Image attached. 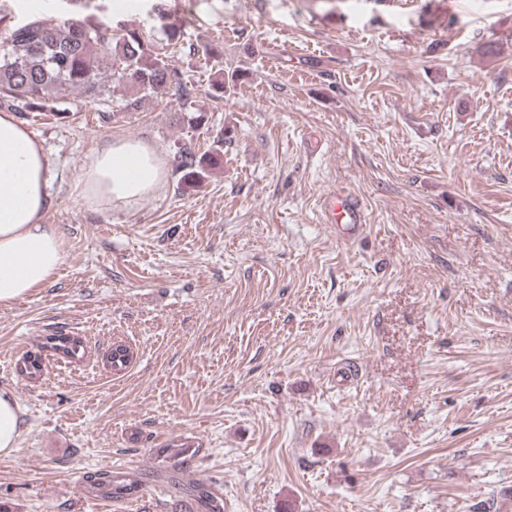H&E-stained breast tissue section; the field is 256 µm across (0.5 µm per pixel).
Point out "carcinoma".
Segmentation results:
<instances>
[{
  "mask_svg": "<svg viewBox=\"0 0 512 512\" xmlns=\"http://www.w3.org/2000/svg\"><path fill=\"white\" fill-rule=\"evenodd\" d=\"M0 16V108L12 112H42L46 102L61 103L79 92L90 103L112 97L116 87L131 83L137 93L126 100L125 110L160 90L186 94L181 76L169 60L155 52L137 29L112 33V24L93 17H73L58 23L31 20L6 24ZM223 153L197 155L189 147L179 150L176 169L190 182L219 165ZM43 346L75 359L83 351L78 336L49 337ZM201 449L184 442L156 451L153 477L163 481L196 512H224V494L207 480L186 482L182 473ZM139 474L98 469L85 476L84 489L96 498H122L139 491Z\"/></svg>",
  "mask_w": 512,
  "mask_h": 512,
  "instance_id": "carcinoma-1",
  "label": "carcinoma"
}]
</instances>
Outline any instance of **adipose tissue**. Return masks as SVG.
<instances>
[{
	"instance_id": "obj_1",
	"label": "adipose tissue",
	"mask_w": 512,
	"mask_h": 512,
	"mask_svg": "<svg viewBox=\"0 0 512 512\" xmlns=\"http://www.w3.org/2000/svg\"><path fill=\"white\" fill-rule=\"evenodd\" d=\"M50 160L15 113H0V305L43 286L65 257L64 236L43 216ZM167 170L151 144L115 139L96 149L75 188L90 209L135 207L161 189ZM24 424L16 396L0 389V455H10Z\"/></svg>"
}]
</instances>
